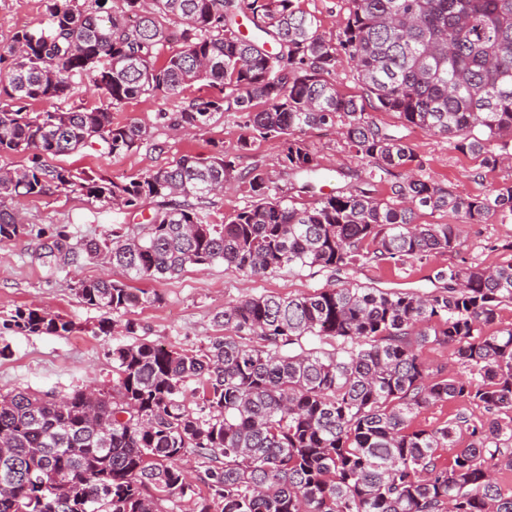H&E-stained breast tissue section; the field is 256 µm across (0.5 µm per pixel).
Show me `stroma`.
<instances>
[{"label": "stroma", "instance_id": "stroma-1", "mask_svg": "<svg viewBox=\"0 0 512 512\" xmlns=\"http://www.w3.org/2000/svg\"><path fill=\"white\" fill-rule=\"evenodd\" d=\"M46 0H0V46L8 44L23 26L44 20ZM176 105L172 97L158 93L142 96L113 111L112 121L125 124L136 120L151 128V136L137 150L113 157L84 148L53 158L56 166L78 168L114 182H127L168 165L184 155L205 157L216 147L238 153L239 171L258 167L270 175L279 194L300 203H310V194L300 192L301 182L283 163L284 143L278 138L257 139L251 148L238 151L247 129L239 113L227 112L196 133L172 134L161 119ZM376 120L404 137L423 163L426 178L451 186L463 196H479L504 179L512 178V166L481 169L478 159L450 149L447 138L404 128L394 114L379 112ZM323 172L329 175L324 192L349 191L365 176L366 165L345 147L335 130L314 128L303 133ZM163 199L152 200L141 214L134 215L111 203L87 198L80 191H52L46 195L16 199L15 211L23 218L26 233L0 244V345L10 353L0 358V394L32 389L69 392L86 385L112 384V346L137 337L177 350L196 351L224 330L215 320L225 303L244 296L307 294L323 285L351 283L383 291H411L429 295L442 288L438 270L455 265H497L512 259V224L488 222L464 226L461 244L455 251L438 253L425 265H401L363 261L355 271L326 270L315 274L280 271L250 276L217 262L204 268L187 267L173 279L139 280L135 286L151 296V303L132 310L135 336L114 331L95 335L105 311L87 307L77 298L78 281L112 274L106 255L57 265L43 256L45 245L57 231L69 232L72 241L103 239L113 225L139 224L163 207ZM39 308L70 320L74 329L63 336L26 334L5 328L3 322L16 308Z\"/></svg>", "mask_w": 512, "mask_h": 512}]
</instances>
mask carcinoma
<instances>
[{"label":"carcinoma","mask_w":512,"mask_h":512,"mask_svg":"<svg viewBox=\"0 0 512 512\" xmlns=\"http://www.w3.org/2000/svg\"><path fill=\"white\" fill-rule=\"evenodd\" d=\"M47 0L45 23L0 46V153L31 165L0 169V243L26 233L11 203L81 191L136 211L170 198L147 223L112 237L52 243L73 259L105 251L120 274L82 280L85 305L122 316L153 299L130 280L172 279L218 261L251 276L281 270L355 269L421 262L460 245L459 225L419 224L422 208L450 210L463 224L512 223V179L464 198L418 174L413 148L375 112L448 138L453 149L496 169L512 161V0H348L336 31L321 28L300 0ZM258 32L241 33L239 18ZM351 63L362 95H343L334 75ZM87 76L103 101L69 112H31ZM197 82L214 96L187 97ZM157 92L182 97L161 119L201 130L218 115H246L247 150L257 139L286 143L284 163L310 191L318 164L295 134L340 125L367 164L349 193L301 207L275 191L268 173L237 171L224 147L118 184L45 158L99 146L127 154L148 127L112 123V110ZM241 180L252 202L212 224L187 203ZM389 190L376 196L379 185ZM184 201H175V198ZM427 296L365 286L311 294L246 296L214 315L225 334L199 351L137 340L112 348L108 389L56 395L0 394V512H512L495 472L512 470V327L488 332L512 304V261L450 265ZM6 325L64 336L72 323L38 309ZM429 343L453 347L466 379L433 377L420 358ZM465 402L509 421L489 425L459 413L413 429L424 407ZM468 444L452 461L439 450ZM201 461L198 479L181 466Z\"/></svg>","instance_id":"1"}]
</instances>
